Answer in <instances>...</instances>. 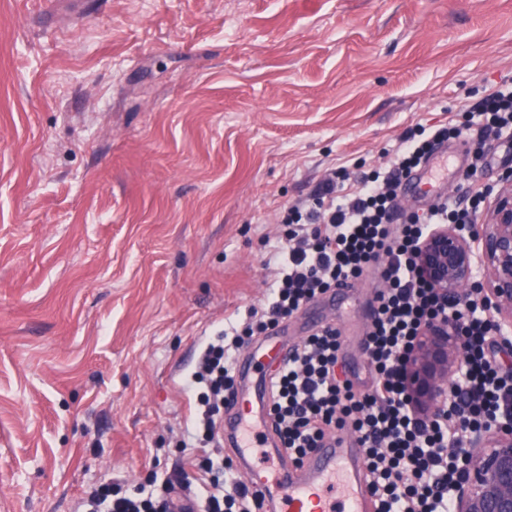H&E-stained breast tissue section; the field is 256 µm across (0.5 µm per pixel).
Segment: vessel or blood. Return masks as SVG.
I'll return each mask as SVG.
<instances>
[{
	"mask_svg": "<svg viewBox=\"0 0 512 512\" xmlns=\"http://www.w3.org/2000/svg\"><path fill=\"white\" fill-rule=\"evenodd\" d=\"M447 167L448 150L442 147L404 179L403 191H428L445 199ZM290 351L288 327L281 323L237 361L235 393L224 410L225 446L234 449L240 470L263 495L268 512H371L373 498L357 439L342 434L313 449L301 463L286 462L268 404L270 375Z\"/></svg>",
	"mask_w": 512,
	"mask_h": 512,
	"instance_id": "obj_1",
	"label": "vessel or blood"
}]
</instances>
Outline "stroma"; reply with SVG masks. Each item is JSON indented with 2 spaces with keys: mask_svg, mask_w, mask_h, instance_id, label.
Instances as JSON below:
<instances>
[{
  "mask_svg": "<svg viewBox=\"0 0 512 512\" xmlns=\"http://www.w3.org/2000/svg\"><path fill=\"white\" fill-rule=\"evenodd\" d=\"M0 0V512L210 486L206 343L263 303L280 208L512 83V0ZM313 310L370 380L367 315Z\"/></svg>",
  "mask_w": 512,
  "mask_h": 512,
  "instance_id": "stroma-1",
  "label": "stroma"
}]
</instances>
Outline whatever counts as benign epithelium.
I'll use <instances>...</instances> for the list:
<instances>
[{
    "mask_svg": "<svg viewBox=\"0 0 512 512\" xmlns=\"http://www.w3.org/2000/svg\"><path fill=\"white\" fill-rule=\"evenodd\" d=\"M483 222L437 224L417 249L418 268L445 298L480 291L490 306L500 352L512 356V180L483 194ZM462 338L453 322L436 323L417 336L404 369V384L417 414L434 417L451 403ZM453 487L454 512H512V417L471 431Z\"/></svg>",
    "mask_w": 512,
    "mask_h": 512,
    "instance_id": "benign-epithelium-1",
    "label": "benign epithelium"
}]
</instances>
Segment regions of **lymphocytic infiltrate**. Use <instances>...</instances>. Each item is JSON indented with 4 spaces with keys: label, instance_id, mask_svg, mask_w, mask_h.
<instances>
[{
    "label": "lymphocytic infiltrate",
    "instance_id": "1",
    "mask_svg": "<svg viewBox=\"0 0 512 512\" xmlns=\"http://www.w3.org/2000/svg\"><path fill=\"white\" fill-rule=\"evenodd\" d=\"M485 117L472 163L461 176L471 185L465 207L440 203L412 213L400 211L401 179L431 155L439 143L459 138L467 123L417 128L403 136L386 169L363 177L350 192L327 178L305 203L283 208L281 272L267 305L251 308L243 327L231 326L205 348L191 384L201 406L203 442L220 448L217 429L224 400L233 389L236 351L268 334L341 281L363 278L381 267L384 288L365 338L372 381L357 391L337 373L342 339L327 326L294 349L273 378L270 405L276 432L292 461L299 462L326 439L349 430L360 440L367 464L374 512H453L450 486L470 430L493 425L512 405V383L488 358L493 325L477 299L442 298L422 277L415 259L420 241L437 224H473L480 214L477 183L492 141L512 130V87L490 91L476 106ZM454 320L464 338V367L453 385L455 404L430 420L416 417L403 380L405 361L422 327ZM197 467L210 474L206 512H260L257 491L239 483L232 469H218L211 457ZM83 512H194L179 502L174 484L151 494L103 484L86 492Z\"/></svg>",
    "mask_w": 512,
    "mask_h": 512
}]
</instances>
